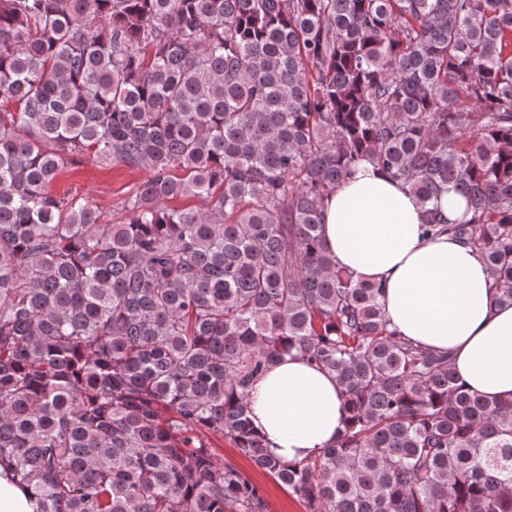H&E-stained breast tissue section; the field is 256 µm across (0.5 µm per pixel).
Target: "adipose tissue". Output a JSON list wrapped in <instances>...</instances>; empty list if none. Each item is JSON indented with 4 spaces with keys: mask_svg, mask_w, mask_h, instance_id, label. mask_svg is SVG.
Listing matches in <instances>:
<instances>
[{
    "mask_svg": "<svg viewBox=\"0 0 512 512\" xmlns=\"http://www.w3.org/2000/svg\"><path fill=\"white\" fill-rule=\"evenodd\" d=\"M418 199L373 170L329 194L322 236L337 266L381 283L391 329L454 358L485 397L512 394V306L495 301L478 254L451 236L428 235ZM253 422L270 454L297 461L332 444L345 412L334 376L289 354L251 390Z\"/></svg>",
    "mask_w": 512,
    "mask_h": 512,
    "instance_id": "ef3b65f1",
    "label": "adipose tissue"
}]
</instances>
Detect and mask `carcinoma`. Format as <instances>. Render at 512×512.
<instances>
[{
	"mask_svg": "<svg viewBox=\"0 0 512 512\" xmlns=\"http://www.w3.org/2000/svg\"><path fill=\"white\" fill-rule=\"evenodd\" d=\"M85 152L148 171L116 224L51 191ZM363 164L512 304V0H0V467L37 512H269L213 436L307 512H512V395L327 252ZM292 351L348 418L297 463L248 402Z\"/></svg>",
	"mask_w": 512,
	"mask_h": 512,
	"instance_id": "cac0c4a2",
	"label": "carcinoma"
}]
</instances>
